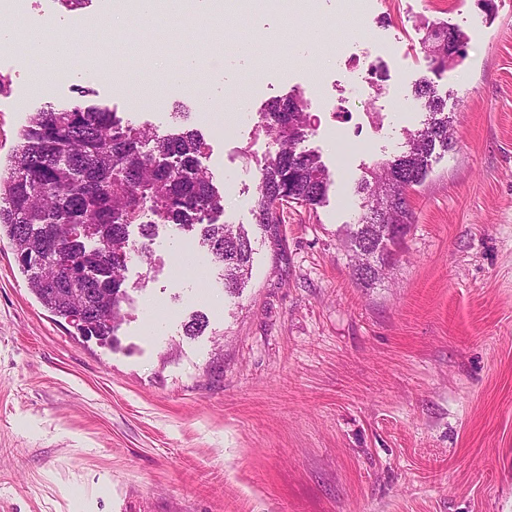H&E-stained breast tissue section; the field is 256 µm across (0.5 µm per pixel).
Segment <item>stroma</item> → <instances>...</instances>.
Returning a JSON list of instances; mask_svg holds the SVG:
<instances>
[{"mask_svg":"<svg viewBox=\"0 0 512 512\" xmlns=\"http://www.w3.org/2000/svg\"><path fill=\"white\" fill-rule=\"evenodd\" d=\"M20 4L0 26L49 25L75 53L42 92L22 47L0 46V176L30 114L77 90L160 136L181 107L222 220L249 228L259 167L277 150L257 112L297 93L312 124L301 147L330 186L316 210L286 208L282 247L254 233L236 295L199 238L159 225L150 261L128 265L115 347L47 310L0 239V512H512V0H368L341 48L325 20L346 0H310L315 24L287 28L278 0H243L220 28L201 26L197 2L209 60L186 64L180 34L153 48L150 31H125L124 82L184 74L140 105L88 76L113 0ZM443 24L467 46L436 73L421 42ZM276 45L302 68L279 71ZM362 52L382 77L340 124L323 98L343 91L341 55ZM423 79L447 102L452 147L435 149L396 262L365 288L345 242L357 186L420 128ZM196 315L207 325L186 335Z\"/></svg>","mask_w":512,"mask_h":512,"instance_id":"35a3bbf8","label":"stroma"}]
</instances>
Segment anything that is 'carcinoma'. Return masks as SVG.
<instances>
[{
  "label": "carcinoma",
  "mask_w": 512,
  "mask_h": 512,
  "mask_svg": "<svg viewBox=\"0 0 512 512\" xmlns=\"http://www.w3.org/2000/svg\"><path fill=\"white\" fill-rule=\"evenodd\" d=\"M464 47L461 31L432 27L424 58L431 70H444ZM415 96L428 114L423 127L407 133V149L376 165L358 186L365 212L347 230V241L354 277L366 288L395 261L402 240L390 237V228L412 224L410 195L425 179L436 146L449 148L445 99L426 80ZM307 108L294 94L264 112L262 129L279 148L260 168L253 216L275 241L284 206H315L329 186L319 157L297 150L311 132ZM201 149L192 130L153 137L115 112L85 105L81 94L64 108L32 113L8 159V175L0 178V236L10 240L42 305L84 337L116 341L128 300L125 272L134 257L150 252L160 224L197 229L223 268L225 292L238 293L252 266L251 237L242 224L216 223L222 197L199 164ZM147 212L156 220L142 222ZM132 224L140 226L139 241L129 237Z\"/></svg>",
  "instance_id": "obj_1"
}]
</instances>
